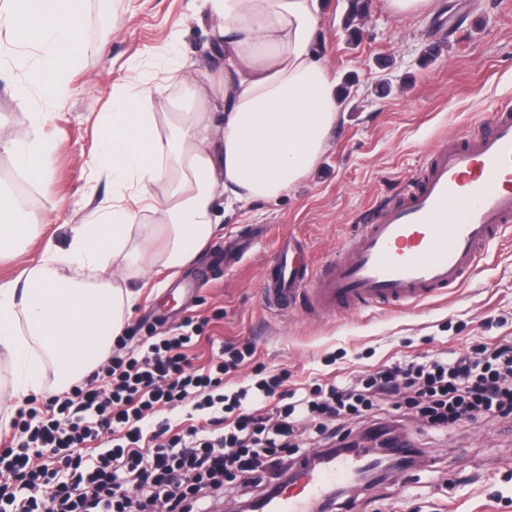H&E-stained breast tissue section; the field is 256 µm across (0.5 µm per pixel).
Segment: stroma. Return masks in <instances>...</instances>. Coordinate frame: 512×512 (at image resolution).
I'll use <instances>...</instances> for the list:
<instances>
[{
    "mask_svg": "<svg viewBox=\"0 0 512 512\" xmlns=\"http://www.w3.org/2000/svg\"><path fill=\"white\" fill-rule=\"evenodd\" d=\"M187 4L87 0L80 59L67 72L63 97L47 102L35 93L22 105L0 79V121L25 138L32 133L30 113H52L41 134L54 145L50 173L33 185L38 231L24 255L0 259L1 282L18 276L47 245L66 249L70 225L111 197L112 182L96 162L94 119L109 111L113 93L156 85L154 109L164 114L184 90L178 62L196 63L195 77L204 79L213 37ZM347 7L348 0H323L318 52L350 88L347 119L318 169L278 199L228 213L185 266L131 277L140 296L125 335L150 325L162 333L193 318L206 320L205 335L255 347L251 361L225 375L229 391L258 375H281L288 390L360 376L432 349L478 351L512 337V228L468 280L411 307L332 313L301 303L267 307L262 280L283 237L303 242L311 266L338 257L363 211L392 199L434 150L488 124L493 110L512 100V0H434L430 10L406 17L387 0H371L355 44L342 26ZM253 224L266 233L242 263L198 286L219 248ZM426 451L380 487L349 488L354 512H512V421L460 425L428 438Z\"/></svg>",
    "mask_w": 512,
    "mask_h": 512,
    "instance_id": "obj_1",
    "label": "stroma"
}]
</instances>
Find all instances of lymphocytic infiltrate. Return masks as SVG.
<instances>
[{"instance_id":"1","label":"lymphocytic infiltrate","mask_w":512,"mask_h":512,"mask_svg":"<svg viewBox=\"0 0 512 512\" xmlns=\"http://www.w3.org/2000/svg\"><path fill=\"white\" fill-rule=\"evenodd\" d=\"M202 329L188 319L133 344L118 338V352L70 390L18 408L0 448V512H153L160 502L169 512H210L235 485L266 498L287 485L285 449L304 467L344 456L336 441L345 419L388 432L399 421L381 404L407 390L433 432L512 416V339L395 360L311 390H282L272 375L229 394L225 374L255 350L222 343L215 360L196 365ZM177 406L187 413L175 431L160 411ZM314 419L315 433L300 430Z\"/></svg>"}]
</instances>
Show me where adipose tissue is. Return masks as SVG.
<instances>
[{"instance_id":"1","label":"adipose tissue","mask_w":512,"mask_h":512,"mask_svg":"<svg viewBox=\"0 0 512 512\" xmlns=\"http://www.w3.org/2000/svg\"><path fill=\"white\" fill-rule=\"evenodd\" d=\"M197 17L215 35L222 69L189 80L191 112L172 113L159 131L156 89L142 84L112 99L100 122L98 161L112 181L85 223L73 225L67 250L45 249L24 275L0 283V352L15 364L13 395L43 391L45 367L69 385L76 366L91 365L124 329L138 294L128 269L162 240L153 264L182 266L189 241L220 227L225 210L279 198L318 167L345 121L343 100L324 57L315 51L321 0H202ZM86 0H0V33L40 50L12 86L53 99L79 55ZM0 152L29 180L51 170L52 148L39 137L14 138L0 124ZM12 194H0V256H14L36 224ZM124 257L128 269H111Z\"/></svg>"}]
</instances>
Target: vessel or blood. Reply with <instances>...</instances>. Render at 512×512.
<instances>
[{
    "label": "vessel or blood",
    "mask_w": 512,
    "mask_h": 512,
    "mask_svg": "<svg viewBox=\"0 0 512 512\" xmlns=\"http://www.w3.org/2000/svg\"><path fill=\"white\" fill-rule=\"evenodd\" d=\"M362 221L341 257L319 269L284 245L263 283L266 304L304 298L318 312L408 307L463 283L512 223V106L502 105L487 128L437 150L416 181L366 210ZM357 467L343 460L308 469L300 495H281L266 510L308 512L330 483Z\"/></svg>",
    "instance_id": "b4317fda"
}]
</instances>
